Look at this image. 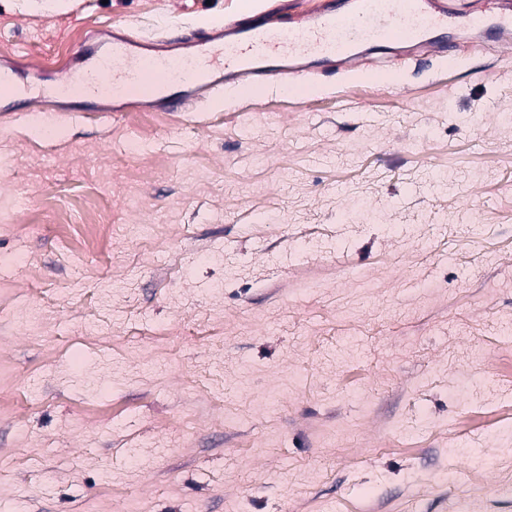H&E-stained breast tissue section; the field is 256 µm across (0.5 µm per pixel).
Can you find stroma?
Returning a JSON list of instances; mask_svg holds the SVG:
<instances>
[{"label": "stroma", "mask_w": 512, "mask_h": 512, "mask_svg": "<svg viewBox=\"0 0 512 512\" xmlns=\"http://www.w3.org/2000/svg\"><path fill=\"white\" fill-rule=\"evenodd\" d=\"M236 2L0 0V74ZM459 43L252 110L0 112V400L35 391L0 409V512H468L451 471L512 512V430L457 427L512 400V49ZM90 199L151 247L75 259Z\"/></svg>", "instance_id": "35a3bbf8"}]
</instances>
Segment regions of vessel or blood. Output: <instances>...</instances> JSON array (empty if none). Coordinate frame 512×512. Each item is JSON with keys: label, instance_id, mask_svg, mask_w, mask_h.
I'll use <instances>...</instances> for the list:
<instances>
[{"label": "vessel or blood", "instance_id": "1", "mask_svg": "<svg viewBox=\"0 0 512 512\" xmlns=\"http://www.w3.org/2000/svg\"><path fill=\"white\" fill-rule=\"evenodd\" d=\"M492 14L459 13L447 0H318L300 25H267L285 15L283 0H246L236 13L158 37L123 33L85 42L73 53L80 81L65 79L45 106L54 112L112 115L151 107L191 112L232 91L244 105L256 87L284 88L290 77L350 66L376 48L435 51L455 62V32L512 45V0H492Z\"/></svg>", "mask_w": 512, "mask_h": 512}]
</instances>
